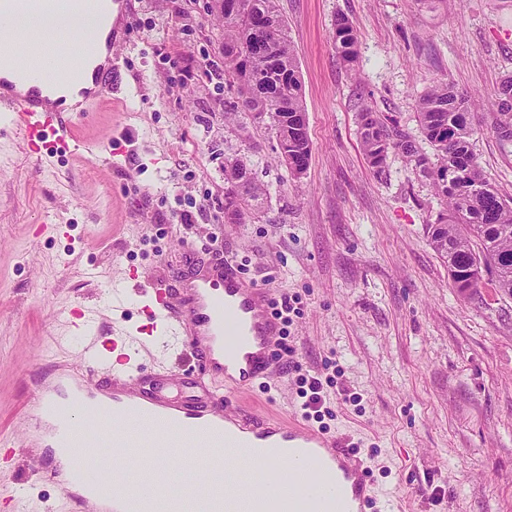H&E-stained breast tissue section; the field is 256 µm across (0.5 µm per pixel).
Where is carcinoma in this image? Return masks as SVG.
I'll return each mask as SVG.
<instances>
[{
  "instance_id": "1",
  "label": "carcinoma",
  "mask_w": 512,
  "mask_h": 512,
  "mask_svg": "<svg viewBox=\"0 0 512 512\" xmlns=\"http://www.w3.org/2000/svg\"><path fill=\"white\" fill-rule=\"evenodd\" d=\"M216 14L224 23V72L237 85L243 111L265 113L276 132L288 128V171L302 175L312 146L295 134L296 126L307 125L303 84L277 0H216ZM333 47L344 63L356 62L357 35L344 17L336 21ZM505 86L512 87L511 76L495 92L494 130L501 141L511 142L512 101L501 97ZM471 106L450 83L437 81L417 102L420 131L433 155L369 107L360 113L361 145L377 173L384 172L390 153H402L443 198L444 210L426 230L434 251L448 263L454 287L467 295L486 280L512 296V196L492 186L476 160ZM247 173L252 170L242 158L224 164V199L235 206L238 219L261 194L254 177L240 183Z\"/></svg>"
}]
</instances>
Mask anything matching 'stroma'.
<instances>
[{
    "instance_id": "stroma-1",
    "label": "stroma",
    "mask_w": 512,
    "mask_h": 512,
    "mask_svg": "<svg viewBox=\"0 0 512 512\" xmlns=\"http://www.w3.org/2000/svg\"><path fill=\"white\" fill-rule=\"evenodd\" d=\"M212 0H127L114 99L76 120L78 149L34 162L0 115V435L23 438L34 379L88 373L83 331L139 335L144 297L112 298L131 275L171 286L213 256L299 300L290 344L303 369L333 379L324 423L348 436L381 498L404 512H512V297H461L426 226L444 208L399 154L375 174L360 147L362 107L419 136L416 101L434 81L490 97L512 76V0H277L303 82L312 153L293 177L269 123L236 112L224 28ZM358 35L336 55L337 17ZM472 149L512 195V143L476 110ZM246 158L262 194L224 219V164ZM191 215L183 227L181 214ZM294 375L248 405L291 415ZM50 448L0 447V512L34 498L75 512ZM333 47L337 56L347 65L354 64L358 55V39L350 21L340 17L333 33Z\"/></svg>"
}]
</instances>
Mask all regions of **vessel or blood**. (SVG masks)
<instances>
[{
  "mask_svg": "<svg viewBox=\"0 0 512 512\" xmlns=\"http://www.w3.org/2000/svg\"><path fill=\"white\" fill-rule=\"evenodd\" d=\"M117 38L111 28L94 41L105 52V64L82 56L92 83L71 104L66 97L72 75L43 81L0 53V112L11 113L34 155H41L71 113L89 111L111 95L108 75L118 63L113 53ZM144 293L151 323L163 327L165 341L197 357L203 371L196 375L160 366L146 374L124 353L104 363L98 337H85L81 356L104 372L105 382L85 378L70 390L89 406L111 413V440L98 434L91 445L120 456L125 467L113 473L98 456H73L74 472L95 468L100 475H114L121 485L120 492L104 498L84 495L83 504L93 512H127L130 495L149 490L152 474L168 468V449H185L190 470L212 468L223 463V454L197 441L224 433L254 454L223 483L197 484L206 512H235L242 492L254 500L256 512H366L375 490L363 459L346 438L300 417L248 411L238 403L240 394L269 385L279 373L274 353L282 326L269 310L267 288L246 280L228 259L196 275L178 295L154 281L145 284Z\"/></svg>",
  "mask_w": 512,
  "mask_h": 512,
  "instance_id": "b4317fda",
  "label": "vessel or blood"
}]
</instances>
